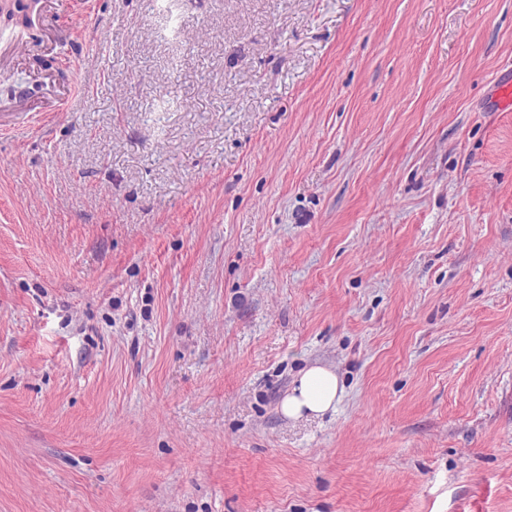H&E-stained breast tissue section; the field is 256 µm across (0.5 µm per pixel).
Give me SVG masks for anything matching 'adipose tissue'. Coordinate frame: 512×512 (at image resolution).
Here are the masks:
<instances>
[{
  "mask_svg": "<svg viewBox=\"0 0 512 512\" xmlns=\"http://www.w3.org/2000/svg\"><path fill=\"white\" fill-rule=\"evenodd\" d=\"M339 394V380L332 371L320 366L307 369L292 395L282 404V412L296 418L308 412L321 414L332 408Z\"/></svg>",
  "mask_w": 512,
  "mask_h": 512,
  "instance_id": "adipose-tissue-1",
  "label": "adipose tissue"
}]
</instances>
